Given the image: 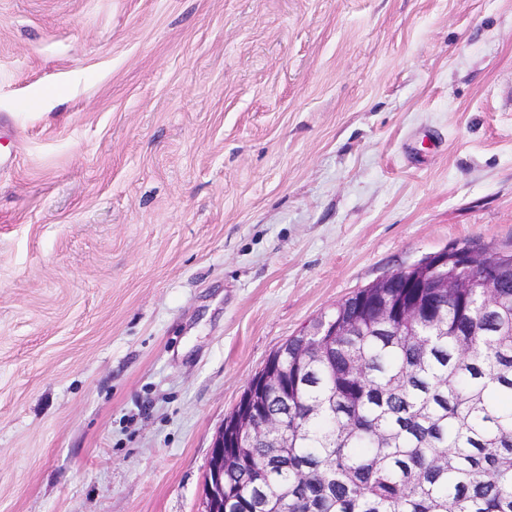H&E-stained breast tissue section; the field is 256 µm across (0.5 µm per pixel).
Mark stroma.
Segmentation results:
<instances>
[{
	"mask_svg": "<svg viewBox=\"0 0 512 512\" xmlns=\"http://www.w3.org/2000/svg\"><path fill=\"white\" fill-rule=\"evenodd\" d=\"M512 251V0H0V512H198L288 338Z\"/></svg>",
	"mask_w": 512,
	"mask_h": 512,
	"instance_id": "35a3bbf8",
	"label": "stroma"
}]
</instances>
